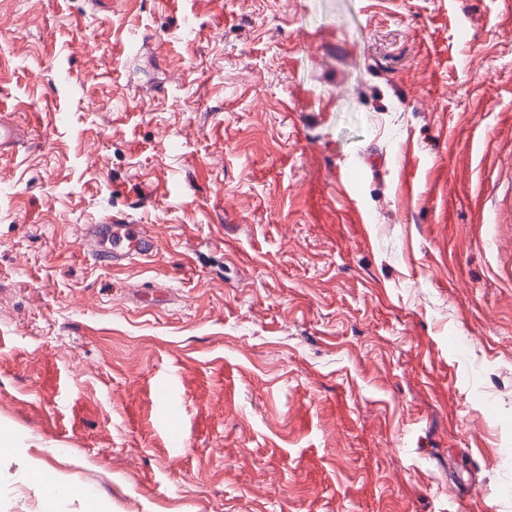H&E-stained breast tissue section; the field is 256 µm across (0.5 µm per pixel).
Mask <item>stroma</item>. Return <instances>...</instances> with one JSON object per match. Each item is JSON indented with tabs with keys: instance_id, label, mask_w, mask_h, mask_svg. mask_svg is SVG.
Returning <instances> with one entry per match:
<instances>
[{
	"instance_id": "35a3bbf8",
	"label": "stroma",
	"mask_w": 512,
	"mask_h": 512,
	"mask_svg": "<svg viewBox=\"0 0 512 512\" xmlns=\"http://www.w3.org/2000/svg\"><path fill=\"white\" fill-rule=\"evenodd\" d=\"M1 15L0 512H512V0ZM85 237L91 242L95 262L104 266L151 259L156 252V241L147 226L134 224L123 214H107L97 224H87ZM156 397L168 420L180 419L181 406L174 397V384L171 379L159 382L155 388Z\"/></svg>"
}]
</instances>
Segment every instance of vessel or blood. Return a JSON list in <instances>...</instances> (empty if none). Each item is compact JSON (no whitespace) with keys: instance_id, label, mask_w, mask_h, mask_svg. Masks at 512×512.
I'll return each instance as SVG.
<instances>
[{"instance_id":"vessel-or-blood-1","label":"vessel or blood","mask_w":512,"mask_h":512,"mask_svg":"<svg viewBox=\"0 0 512 512\" xmlns=\"http://www.w3.org/2000/svg\"><path fill=\"white\" fill-rule=\"evenodd\" d=\"M85 236L91 243L95 262L104 266L118 267L149 259L156 252V241L147 226L118 213L104 215L98 223L86 225ZM155 393L167 419H179L181 406L174 396L172 380L159 382Z\"/></svg>"}]
</instances>
